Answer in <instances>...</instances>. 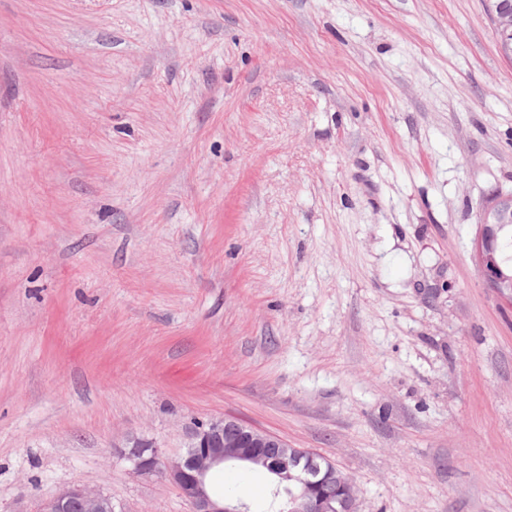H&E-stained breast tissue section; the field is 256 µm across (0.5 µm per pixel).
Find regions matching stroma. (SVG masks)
I'll use <instances>...</instances> for the list:
<instances>
[{
    "label": "stroma",
    "instance_id": "stroma-1",
    "mask_svg": "<svg viewBox=\"0 0 512 512\" xmlns=\"http://www.w3.org/2000/svg\"><path fill=\"white\" fill-rule=\"evenodd\" d=\"M512 191L484 0H0V512L236 418L356 512H512V307L474 258ZM270 512L259 470L225 465Z\"/></svg>",
    "mask_w": 512,
    "mask_h": 512
}]
</instances>
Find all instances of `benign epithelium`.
<instances>
[{
    "instance_id": "7a95c632",
    "label": "benign epithelium",
    "mask_w": 512,
    "mask_h": 512,
    "mask_svg": "<svg viewBox=\"0 0 512 512\" xmlns=\"http://www.w3.org/2000/svg\"><path fill=\"white\" fill-rule=\"evenodd\" d=\"M480 232L475 242V256L487 287L500 300L512 304V288L497 256L499 226L512 222V192L501 194L480 211ZM135 472L143 476L161 474L172 481L188 503L190 512H244L241 500L214 496L209 488L210 473L229 462L250 466L260 458L272 464V473L295 483L283 512H354L355 493L338 498L323 493L322 488L336 480V473L300 448H290L281 438L261 431L235 418L203 423L189 433L185 454L165 455L156 446L135 440L119 450ZM115 512L112 501L100 492L73 484L45 501L40 512Z\"/></svg>"
}]
</instances>
